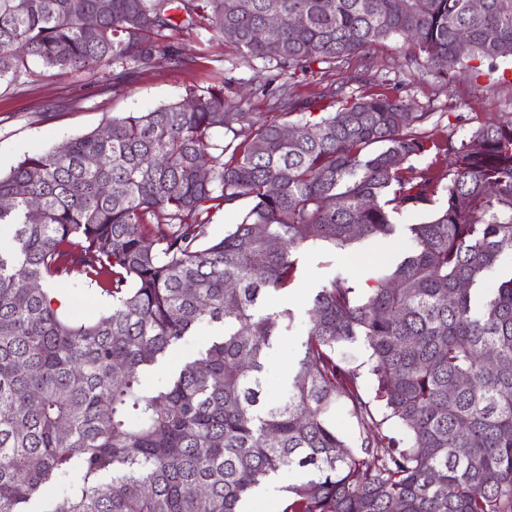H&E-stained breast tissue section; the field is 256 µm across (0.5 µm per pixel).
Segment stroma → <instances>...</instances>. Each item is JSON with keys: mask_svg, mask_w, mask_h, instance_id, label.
Here are the masks:
<instances>
[{"mask_svg": "<svg viewBox=\"0 0 512 512\" xmlns=\"http://www.w3.org/2000/svg\"><path fill=\"white\" fill-rule=\"evenodd\" d=\"M181 55L176 65L163 63L130 75L118 87L105 81L102 70H82L67 75L33 61L19 82L0 84V173H9L24 157L46 151L70 138L97 128L106 118L131 112H147L182 98L191 88L223 87L225 99L240 105L255 122L275 119L262 95L268 73L261 62L235 55L212 31L185 29L175 33ZM399 41H389L374 65L360 59L325 69L313 66L297 74L294 94L309 98L326 87L340 96L387 94L424 106L432 119L424 124L427 135L438 144L469 138L478 118L491 115L512 121V60L500 61L494 71L476 79L451 81L431 76H409L402 67ZM423 215H395V232L390 238L364 240L347 251L328 247H303L296 253L298 276L291 286L267 298L264 312L291 309L292 329L265 358V397L274 401L288 390V374L299 357L305 339L307 311L312 298L327 279L340 273L359 290L379 269L394 259L398 249L410 246L409 225ZM336 356L358 369L366 397L372 398L376 418L385 409L375 401V381L369 372V351L357 340L337 347Z\"/></svg>", "mask_w": 512, "mask_h": 512, "instance_id": "1", "label": "stroma"}]
</instances>
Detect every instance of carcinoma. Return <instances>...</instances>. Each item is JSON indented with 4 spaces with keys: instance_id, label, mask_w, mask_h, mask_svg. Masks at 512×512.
<instances>
[{
    "instance_id": "1",
    "label": "carcinoma",
    "mask_w": 512,
    "mask_h": 512,
    "mask_svg": "<svg viewBox=\"0 0 512 512\" xmlns=\"http://www.w3.org/2000/svg\"><path fill=\"white\" fill-rule=\"evenodd\" d=\"M271 15L282 23L267 34ZM207 22L270 83L393 39L407 67L437 78L512 58V0H0V83L31 59L60 75L115 66L120 81L178 61L171 32ZM327 96L284 80L270 109L296 120L255 126L224 89L191 90L0 175V512H34L67 476L46 512H243L292 468L306 477L280 512H512V273L472 307L473 286L512 255V121L488 117L443 149L421 132L430 112L387 95L312 111ZM218 130L244 140L218 144ZM433 148L448 165L417 167ZM243 200L241 221L201 243L212 213ZM419 209L413 249L364 297L341 274L319 288L288 396L265 400L264 358L291 313L258 310L295 280L294 253L387 236L393 214ZM74 273L108 311L54 306L40 283ZM203 323L223 337L148 388L144 373ZM358 338L380 421L336 358ZM338 405L357 448L331 419ZM391 419L406 446L375 436Z\"/></svg>"
}]
</instances>
